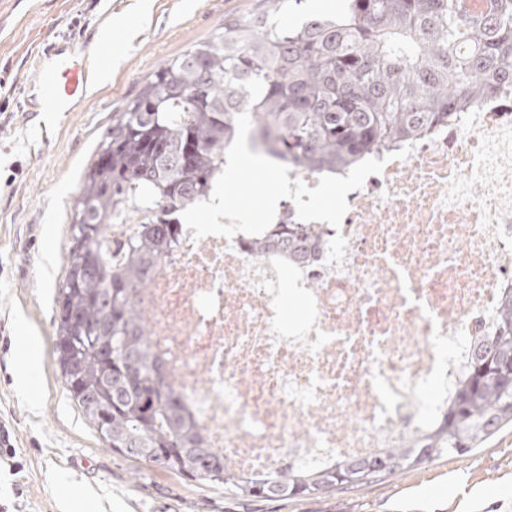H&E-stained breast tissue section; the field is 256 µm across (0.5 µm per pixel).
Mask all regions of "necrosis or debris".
I'll return each instance as SVG.
<instances>
[{
    "instance_id": "necrosis-or-debris-1",
    "label": "necrosis or debris",
    "mask_w": 512,
    "mask_h": 512,
    "mask_svg": "<svg viewBox=\"0 0 512 512\" xmlns=\"http://www.w3.org/2000/svg\"><path fill=\"white\" fill-rule=\"evenodd\" d=\"M405 145L347 194L340 228L314 222L306 254L261 257L257 236L197 240L182 224L138 291L152 351L226 470L261 479L415 441L494 330L512 289V89ZM144 220L107 226L111 265Z\"/></svg>"
}]
</instances>
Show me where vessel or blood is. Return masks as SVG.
<instances>
[{
  "label": "vessel or blood",
  "instance_id": "obj_1",
  "mask_svg": "<svg viewBox=\"0 0 512 512\" xmlns=\"http://www.w3.org/2000/svg\"><path fill=\"white\" fill-rule=\"evenodd\" d=\"M98 81L95 61L76 43H50L40 56L38 77L28 88V111H71Z\"/></svg>",
  "mask_w": 512,
  "mask_h": 512
}]
</instances>
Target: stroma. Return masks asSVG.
Returning <instances> with one entry per match:
<instances>
[{
    "instance_id": "stroma-1",
    "label": "stroma",
    "mask_w": 512,
    "mask_h": 512,
    "mask_svg": "<svg viewBox=\"0 0 512 512\" xmlns=\"http://www.w3.org/2000/svg\"><path fill=\"white\" fill-rule=\"evenodd\" d=\"M257 0H0V423L22 462L0 471V492L22 485L21 512H482L512 504V428L482 448L363 490L322 498L239 501L223 488L124 458L100 440L71 399L54 353L56 295L67 273L72 206L114 113L143 79L192 44L223 33ZM112 45L106 80L71 112L28 115L34 61L52 41ZM39 366L20 377L29 345Z\"/></svg>"
}]
</instances>
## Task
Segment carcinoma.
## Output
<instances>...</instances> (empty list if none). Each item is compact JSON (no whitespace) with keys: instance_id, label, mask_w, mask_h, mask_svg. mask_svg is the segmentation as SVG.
Returning a JSON list of instances; mask_svg holds the SVG:
<instances>
[{"instance_id":"obj_1","label":"carcinoma","mask_w":512,"mask_h":512,"mask_svg":"<svg viewBox=\"0 0 512 512\" xmlns=\"http://www.w3.org/2000/svg\"><path fill=\"white\" fill-rule=\"evenodd\" d=\"M302 22L288 25V15ZM512 88V0L471 11L459 0H343L313 12L306 0H259L224 32L163 63L112 117L70 224L57 297L55 356L67 390L101 441L122 456L173 471L230 497H320L471 453L512 427V291L480 339L448 411L417 441L344 459L327 470L277 467L265 478L224 470L170 387L136 300L175 244V228L143 224L124 263L109 268L105 226L146 207L160 215L209 196L236 135L251 119L250 150L334 173L397 147L485 97ZM310 224H280L261 255L302 254Z\"/></svg>"}]
</instances>
